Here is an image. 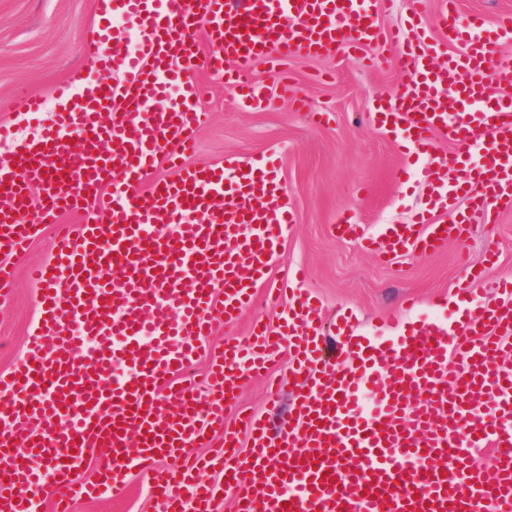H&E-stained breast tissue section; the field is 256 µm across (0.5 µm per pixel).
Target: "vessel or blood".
<instances>
[{
  "label": "vessel or blood",
  "mask_w": 512,
  "mask_h": 512,
  "mask_svg": "<svg viewBox=\"0 0 512 512\" xmlns=\"http://www.w3.org/2000/svg\"><path fill=\"white\" fill-rule=\"evenodd\" d=\"M370 2L109 0L86 30L99 78L76 99L58 88L65 104L52 125L0 159L1 300L13 286L6 256L41 225L56 226L51 260L30 272L40 326L26 360L0 375V418L10 419L0 428V512H36L45 497L71 512L74 500L119 490L132 471L147 475L162 512H218L230 489L233 512H479L483 503L512 512V290L487 305L460 283L465 319L426 322L393 340L343 324L339 366L321 356L318 304L286 276L278 326L257 323L247 340L214 353L206 398L175 381L203 340L249 304L293 222L274 165H181L206 118L196 68L224 79L244 106L265 108L272 96L249 78L258 59L402 45L409 81L386 114L395 142L424 158L421 175L440 203L466 197L483 223L512 209V100L493 91L512 82V59L500 53L512 14L464 20L459 0H439L435 25L454 50L435 67L421 17L411 20L409 45L402 29L381 32ZM116 16L139 32L136 45L113 37ZM201 27L204 54L193 38ZM173 87L172 104L157 108ZM467 105L476 116L458 120ZM65 133L75 146L62 143ZM440 136L482 147L476 175H449L459 159L438 150ZM161 160L178 165L176 177H152ZM78 211L84 224L57 223ZM333 229L387 259L436 252L449 231L431 219L372 231L349 214ZM285 344L290 416L275 434L267 419L244 417L240 445L224 411ZM216 439L214 455L197 456ZM486 444L493 458L481 465L474 452ZM90 447L102 450L97 477L76 480ZM209 469L221 479H201Z\"/></svg>",
  "instance_id": "b4317fda"
}]
</instances>
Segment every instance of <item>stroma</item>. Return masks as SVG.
<instances>
[{
    "mask_svg": "<svg viewBox=\"0 0 512 512\" xmlns=\"http://www.w3.org/2000/svg\"><path fill=\"white\" fill-rule=\"evenodd\" d=\"M102 9V0H0V127L10 130L9 138L0 140V156L8 154L13 141L33 138L52 122L59 105L54 90L73 71L95 74L96 50L84 33ZM393 56V51L367 46L357 55L344 51L280 62L279 71L303 101L299 109L282 99L267 110L242 108L224 81L203 68L196 72V80L207 87L202 109L208 117L197 133L191 162L220 166L233 156L260 160L275 155L278 179L294 211V224L270 275L255 289L252 305L236 323L216 328L184 376L199 396L207 394L203 374L210 351L224 340L246 337L253 320L277 325L278 312L266 297L279 288L288 267L304 269L300 288L318 303L327 323L350 311L360 333L380 337L399 335L429 319L460 320L463 310L454 298L460 282L470 281L480 299L494 302L502 296V283L512 281V210L493 224L470 222L466 233L449 236L436 253L412 250L386 262L333 234L331 226L343 212L376 226L407 222L429 207L420 160L399 151L369 115L376 102L394 100L408 82ZM21 91L44 97L38 120L9 111ZM51 239L52 227L44 225L12 260L15 290L0 302V373L23 360L27 338L38 324L37 286L27 270L51 259ZM491 250L497 260L489 264L485 256ZM478 267L483 275L470 280ZM408 296L417 307L405 313L401 305ZM391 317L396 320L392 326L387 323ZM271 371L284 380L278 402L269 403L263 380L247 381L224 412L229 426L240 427L247 414L274 423L287 419L293 389L288 352L274 358ZM74 512H159V507L148 495L146 476L133 474L120 490L75 503Z\"/></svg>",
    "mask_w": 512,
    "mask_h": 512,
    "instance_id": "obj_1",
    "label": "stroma"
}]
</instances>
